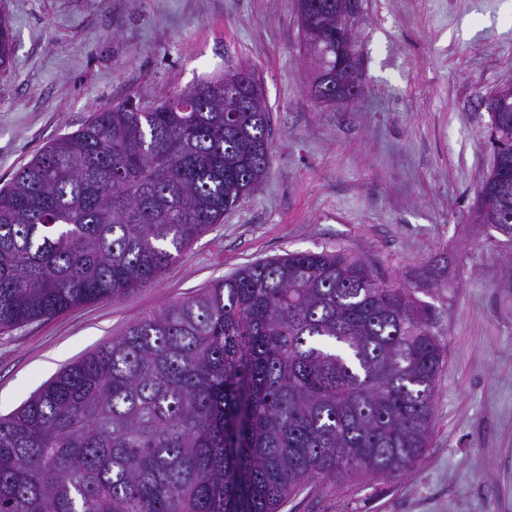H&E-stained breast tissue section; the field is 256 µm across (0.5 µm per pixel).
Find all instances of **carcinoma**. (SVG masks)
<instances>
[{"label": "carcinoma", "instance_id": "carcinoma-1", "mask_svg": "<svg viewBox=\"0 0 512 512\" xmlns=\"http://www.w3.org/2000/svg\"><path fill=\"white\" fill-rule=\"evenodd\" d=\"M317 0L314 58L358 80ZM12 32L0 13V71ZM224 77L97 112L0 188V329L156 283L261 183L271 116ZM496 129L512 139V102ZM512 182V157L482 178ZM512 225V196L483 201ZM446 351L414 292L341 252L239 267L126 326L0 417V512H282L423 456Z\"/></svg>", "mask_w": 512, "mask_h": 512}]
</instances>
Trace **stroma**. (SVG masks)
I'll return each mask as SVG.
<instances>
[{"label": "stroma", "mask_w": 512, "mask_h": 512, "mask_svg": "<svg viewBox=\"0 0 512 512\" xmlns=\"http://www.w3.org/2000/svg\"><path fill=\"white\" fill-rule=\"evenodd\" d=\"M504 0H361L362 91L308 93L294 0H0V187L55 138L127 99L254 72L272 120L258 189L154 285L0 331V416L149 312L242 265L341 251L414 289L447 351L422 458L400 480L355 478L283 512H512V246L477 223L491 168L484 100L512 84ZM12 58L11 24L6 14L0 13V71H6Z\"/></svg>", "instance_id": "35a3bbf8"}]
</instances>
